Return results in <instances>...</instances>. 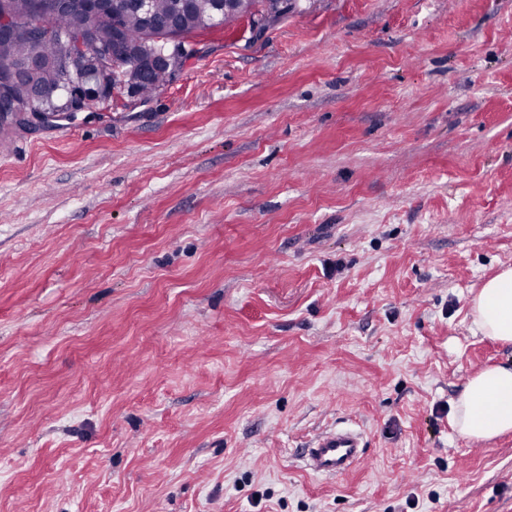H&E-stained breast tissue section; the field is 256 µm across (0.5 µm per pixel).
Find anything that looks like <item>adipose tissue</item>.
Returning <instances> with one entry per match:
<instances>
[{"mask_svg":"<svg viewBox=\"0 0 512 512\" xmlns=\"http://www.w3.org/2000/svg\"><path fill=\"white\" fill-rule=\"evenodd\" d=\"M471 314L481 335L512 344V267L482 286L471 301ZM451 420L461 435L474 440L512 432V366L487 367L471 376Z\"/></svg>","mask_w":512,"mask_h":512,"instance_id":"ef3b65f1","label":"adipose tissue"}]
</instances>
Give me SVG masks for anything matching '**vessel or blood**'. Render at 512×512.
<instances>
[{
    "instance_id": "1",
    "label": "vessel or blood",
    "mask_w": 512,
    "mask_h": 512,
    "mask_svg": "<svg viewBox=\"0 0 512 512\" xmlns=\"http://www.w3.org/2000/svg\"><path fill=\"white\" fill-rule=\"evenodd\" d=\"M366 441L361 432L353 429H333L319 435L307 451L306 466L313 473L345 477L363 453Z\"/></svg>"
}]
</instances>
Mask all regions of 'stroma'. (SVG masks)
<instances>
[{
	"label": "stroma",
	"instance_id": "stroma-1",
	"mask_svg": "<svg viewBox=\"0 0 512 512\" xmlns=\"http://www.w3.org/2000/svg\"><path fill=\"white\" fill-rule=\"evenodd\" d=\"M0 148V512H512V0H296ZM363 433L345 478L319 432ZM417 498L416 508L406 501ZM472 322L481 335L512 344V267L488 280L471 301ZM451 420L468 439L490 440L512 432V366L484 368L469 378ZM365 447L361 432L333 429L319 435L312 448H307L306 466L316 474L344 478Z\"/></svg>",
	"mask_w": 512,
	"mask_h": 512
}]
</instances>
